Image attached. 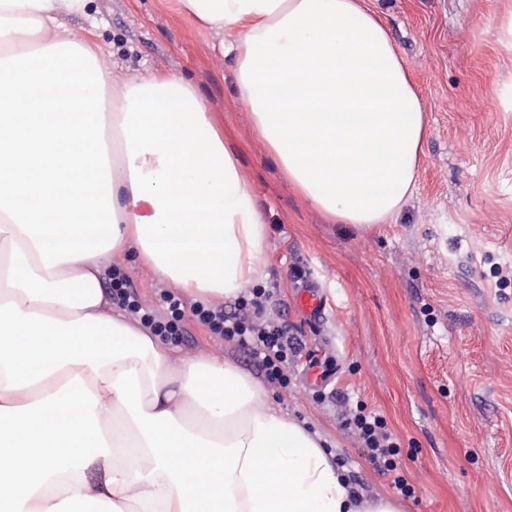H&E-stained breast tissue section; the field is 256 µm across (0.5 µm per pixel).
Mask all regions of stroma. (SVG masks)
<instances>
[{
    "mask_svg": "<svg viewBox=\"0 0 512 512\" xmlns=\"http://www.w3.org/2000/svg\"><path fill=\"white\" fill-rule=\"evenodd\" d=\"M427 111L416 187L393 223L334 224L303 201L235 101L232 62L178 0H92L78 35L117 75L185 77L234 148L266 230L259 287L303 341L270 400L332 454L364 500L392 495L345 424L383 414L415 489L401 512H512V0H367ZM118 262L152 304L167 283L134 253ZM326 296L311 319L300 289ZM174 364L215 355L257 370L192 316ZM330 368L309 385L314 363Z\"/></svg>",
    "mask_w": 512,
    "mask_h": 512,
    "instance_id": "1",
    "label": "stroma"
}]
</instances>
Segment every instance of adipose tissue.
<instances>
[{
	"mask_svg": "<svg viewBox=\"0 0 512 512\" xmlns=\"http://www.w3.org/2000/svg\"><path fill=\"white\" fill-rule=\"evenodd\" d=\"M90 0H0V512H399L262 387L112 312L136 249L201 297L258 278L265 222L182 76L116 81L69 22ZM236 65L237 101L296 192L365 228L415 184L423 102L365 0H179Z\"/></svg>",
	"mask_w": 512,
	"mask_h": 512,
	"instance_id": "1",
	"label": "adipose tissue"
}]
</instances>
